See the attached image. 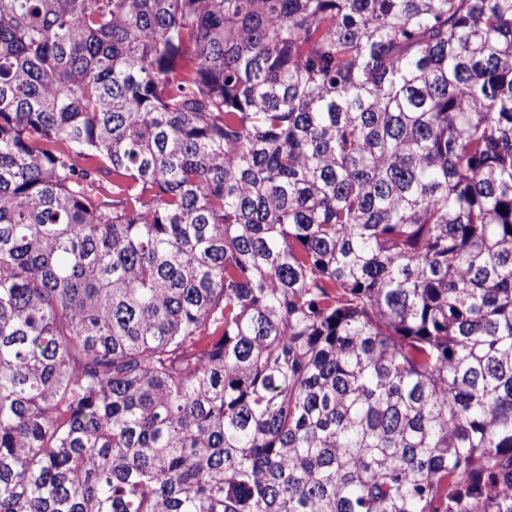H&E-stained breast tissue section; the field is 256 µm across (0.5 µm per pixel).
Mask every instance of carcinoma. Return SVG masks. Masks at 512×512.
I'll list each match as a JSON object with an SVG mask.
<instances>
[{
    "label": "carcinoma",
    "instance_id": "carcinoma-1",
    "mask_svg": "<svg viewBox=\"0 0 512 512\" xmlns=\"http://www.w3.org/2000/svg\"><path fill=\"white\" fill-rule=\"evenodd\" d=\"M0 512H512V0H0Z\"/></svg>",
    "mask_w": 512,
    "mask_h": 512
}]
</instances>
